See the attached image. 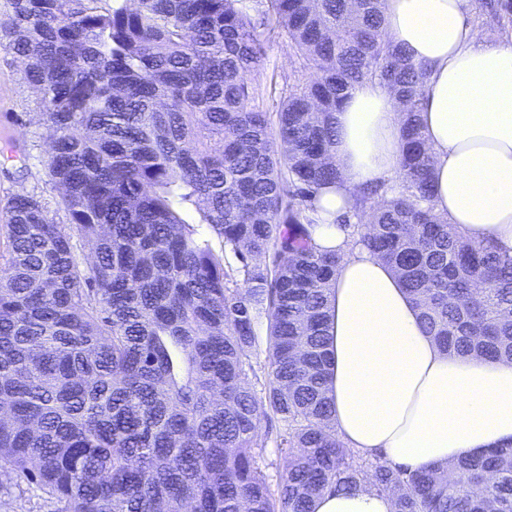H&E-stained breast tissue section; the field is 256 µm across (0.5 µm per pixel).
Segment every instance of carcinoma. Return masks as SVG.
<instances>
[{
    "instance_id": "1",
    "label": "carcinoma",
    "mask_w": 512,
    "mask_h": 512,
    "mask_svg": "<svg viewBox=\"0 0 512 512\" xmlns=\"http://www.w3.org/2000/svg\"><path fill=\"white\" fill-rule=\"evenodd\" d=\"M385 8L8 0L0 47L25 61L53 131L16 172L43 166L66 223L24 193L0 224L1 481L58 512H313L325 491L362 489L395 512H512V443L412 472L333 430L340 257L313 243L314 201L338 178L335 112L363 81L396 93L402 177L358 196L353 217L372 219L345 224L351 244L394 270L443 352L512 363V257L433 213L427 74L387 36ZM476 9L512 24V0ZM275 37L317 78L284 85L273 116L249 76Z\"/></svg>"
}]
</instances>
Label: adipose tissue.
I'll return each instance as SVG.
<instances>
[{
    "mask_svg": "<svg viewBox=\"0 0 512 512\" xmlns=\"http://www.w3.org/2000/svg\"><path fill=\"white\" fill-rule=\"evenodd\" d=\"M385 28L427 73L435 214L512 256V38L478 29L469 0H386ZM335 117L339 177L317 197L313 239L341 258L329 310L337 436L412 471L512 442V363L441 352L393 270L352 247L342 224L362 188L399 180L395 95L362 82ZM315 512H394V502L327 493Z\"/></svg>",
    "mask_w": 512,
    "mask_h": 512,
    "instance_id": "ef3b65f1",
    "label": "adipose tissue"
}]
</instances>
